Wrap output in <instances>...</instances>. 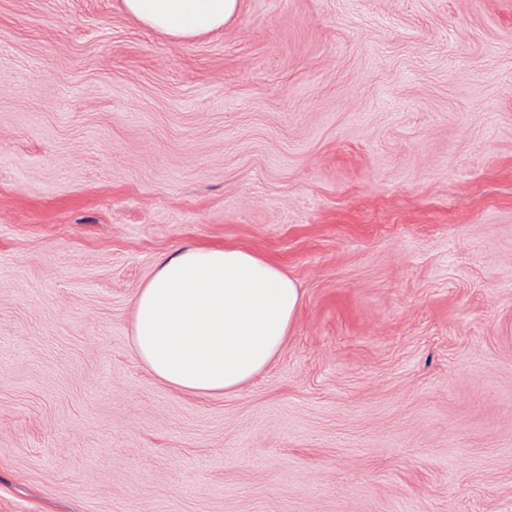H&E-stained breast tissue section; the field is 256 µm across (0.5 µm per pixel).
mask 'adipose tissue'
I'll return each instance as SVG.
<instances>
[{
    "label": "adipose tissue",
    "instance_id": "obj_1",
    "mask_svg": "<svg viewBox=\"0 0 512 512\" xmlns=\"http://www.w3.org/2000/svg\"><path fill=\"white\" fill-rule=\"evenodd\" d=\"M145 28L181 41L220 29L239 0H123ZM301 302L274 261L242 248L181 247L159 258L130 313L134 357L190 395L233 393L281 351Z\"/></svg>",
    "mask_w": 512,
    "mask_h": 512
}]
</instances>
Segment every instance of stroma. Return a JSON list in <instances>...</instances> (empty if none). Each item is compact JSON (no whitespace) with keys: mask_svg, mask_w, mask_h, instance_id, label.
Masks as SVG:
<instances>
[{"mask_svg":"<svg viewBox=\"0 0 512 512\" xmlns=\"http://www.w3.org/2000/svg\"><path fill=\"white\" fill-rule=\"evenodd\" d=\"M175 246L301 290L238 392L131 352ZM0 512H512V0H0ZM123 5L145 28L181 41L224 27L239 0H123Z\"/></svg>","mask_w":512,"mask_h":512,"instance_id":"35a3bbf8","label":"stroma"}]
</instances>
